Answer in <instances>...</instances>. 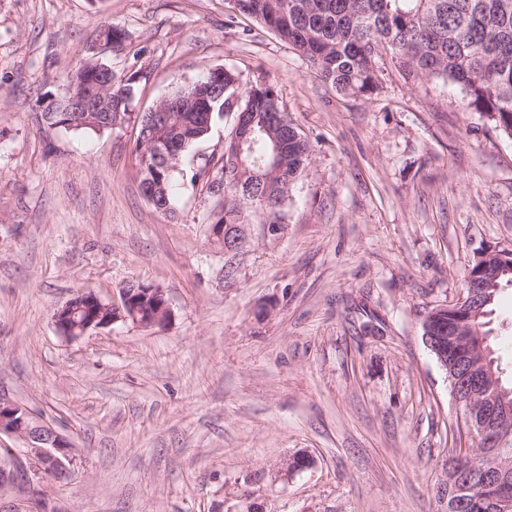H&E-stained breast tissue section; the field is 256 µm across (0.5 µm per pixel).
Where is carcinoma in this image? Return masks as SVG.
Returning <instances> with one entry per match:
<instances>
[{
	"instance_id": "carcinoma-1",
	"label": "carcinoma",
	"mask_w": 512,
	"mask_h": 512,
	"mask_svg": "<svg viewBox=\"0 0 512 512\" xmlns=\"http://www.w3.org/2000/svg\"><path fill=\"white\" fill-rule=\"evenodd\" d=\"M237 12L253 18L288 43L307 67L346 96L365 97L381 87L382 56L390 57L411 80L441 79L464 92V105L484 114L512 139V0H238ZM197 83L211 89L204 99L187 97L168 109L158 126L143 113L138 133L166 153L135 142L144 197L162 214L174 211V186L184 176L180 162L209 136L226 112L245 115L252 134L239 161L225 157L224 207L212 211L208 225L229 227L256 220L283 224L284 206L294 184L309 166L312 146L281 109L272 84L246 85L239 72L224 69L219 83L212 73ZM112 121L92 120L57 128L100 134L123 123L137 86L120 79L101 85ZM498 289L482 300L476 322L482 338Z\"/></svg>"
}]
</instances>
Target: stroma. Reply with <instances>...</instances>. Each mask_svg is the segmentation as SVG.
Here are the masks:
<instances>
[{"label": "stroma", "instance_id": "stroma-1", "mask_svg": "<svg viewBox=\"0 0 512 512\" xmlns=\"http://www.w3.org/2000/svg\"><path fill=\"white\" fill-rule=\"evenodd\" d=\"M93 54L136 78L133 119L48 127ZM222 66L274 84L314 146L283 232L252 224L230 284L206 223L220 198L200 183L156 212L135 151L137 113ZM463 97L392 67L342 95L231 0H0V397L76 454L0 512H448L436 488L470 442L423 317L480 252L512 250V139ZM131 282L164 288V326L58 333L76 291L115 302ZM487 328L511 382L512 285ZM298 453L310 466L288 471Z\"/></svg>", "mask_w": 512, "mask_h": 512}]
</instances>
